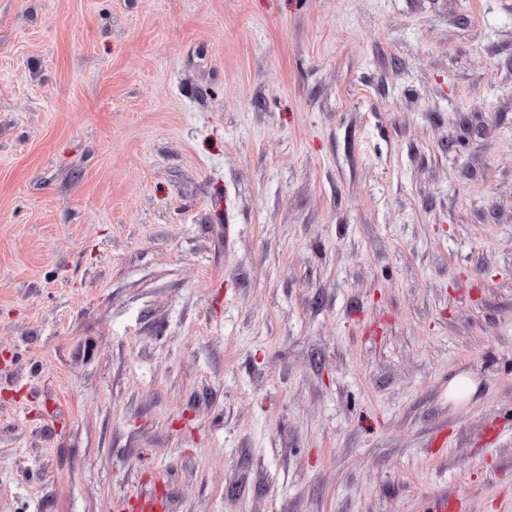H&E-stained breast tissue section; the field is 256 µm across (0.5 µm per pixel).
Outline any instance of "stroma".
I'll use <instances>...</instances> for the list:
<instances>
[{
	"mask_svg": "<svg viewBox=\"0 0 512 512\" xmlns=\"http://www.w3.org/2000/svg\"><path fill=\"white\" fill-rule=\"evenodd\" d=\"M0 356V512H512V0H0Z\"/></svg>",
	"mask_w": 512,
	"mask_h": 512,
	"instance_id": "stroma-1",
	"label": "stroma"
}]
</instances>
